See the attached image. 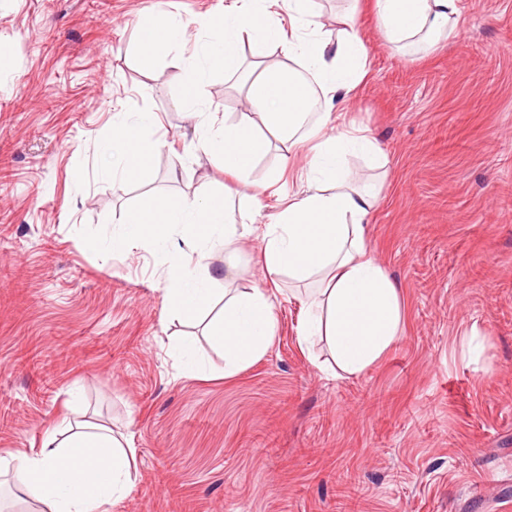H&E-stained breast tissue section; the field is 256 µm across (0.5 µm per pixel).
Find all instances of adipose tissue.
<instances>
[{
	"label": "adipose tissue",
	"instance_id": "adipose-tissue-1",
	"mask_svg": "<svg viewBox=\"0 0 512 512\" xmlns=\"http://www.w3.org/2000/svg\"><path fill=\"white\" fill-rule=\"evenodd\" d=\"M461 0H372L379 31L406 52L419 54L456 32ZM356 8L328 33L314 0H235L210 26V39L183 62L180 76L191 89L212 73L236 77L248 108L241 118H225L220 130L198 122L194 131L207 157L227 177L247 182L273 142L287 144L289 157L303 156L296 192L289 194L275 223H238L256 209L261 191L239 197H186L170 202L143 194L122 217L124 228L110 247L126 250L135 240L171 249L177 275L166 293L174 318H192L210 307L216 290L209 272L184 263L172 231L181 228L192 251L223 245L232 254L242 239L262 242L263 273L310 284L309 317L299 345L326 343L330 357L318 369L333 377H358L374 366L404 332L402 290L368 250V217L380 188L350 183L345 171L351 155L368 158L374 168L385 156L367 130L337 124L328 130L332 107L342 106L365 79L367 49ZM251 64H243L242 45ZM288 58L285 66L265 62L269 48ZM329 109H309L313 88ZM155 113L112 121L110 147L118 160L113 179L140 174L151 153L143 133L155 126ZM277 318L271 295L260 288L225 291L224 306L208 328L210 342L224 353L231 376L260 359L273 341ZM132 440L103 423L70 422L47 430L39 450L0 457V477L16 475L19 496L34 500L38 512H111L132 490Z\"/></svg>",
	"mask_w": 512,
	"mask_h": 512
}]
</instances>
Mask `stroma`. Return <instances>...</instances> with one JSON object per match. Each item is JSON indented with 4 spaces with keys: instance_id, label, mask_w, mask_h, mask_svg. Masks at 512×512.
Masks as SVG:
<instances>
[{
    "instance_id": "35a3bbf8",
    "label": "stroma",
    "mask_w": 512,
    "mask_h": 512,
    "mask_svg": "<svg viewBox=\"0 0 512 512\" xmlns=\"http://www.w3.org/2000/svg\"><path fill=\"white\" fill-rule=\"evenodd\" d=\"M229 0H0V456L37 448L59 419L134 418L135 485L112 512H512V0H461L457 33L408 57L369 8L370 74L347 118L385 170L371 255L400 284L406 325L357 378L300 350L307 310L281 279L278 329L233 377L206 332L223 297L171 321L173 263L142 241L90 250L147 191L170 201L243 187L193 134L180 60L209 40ZM174 15L179 48L145 57L140 16ZM212 128L244 109L222 73L196 91ZM157 113L137 177L102 169L114 115ZM477 328L481 356L461 336ZM195 339L205 376L172 354ZM483 489L472 492V482Z\"/></svg>"
}]
</instances>
